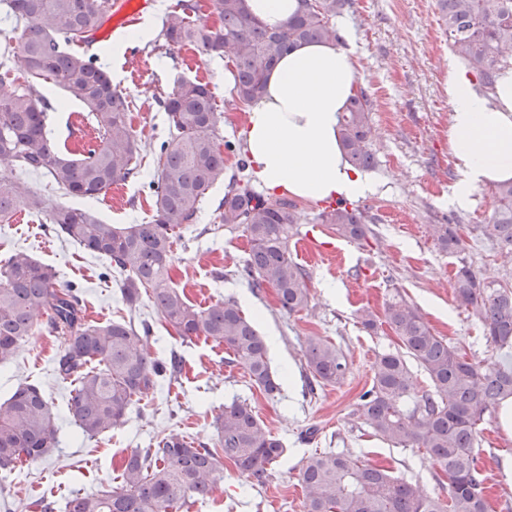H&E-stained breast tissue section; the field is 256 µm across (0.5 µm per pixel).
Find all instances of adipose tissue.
Here are the masks:
<instances>
[{"label":"adipose tissue","instance_id":"adipose-tissue-1","mask_svg":"<svg viewBox=\"0 0 512 512\" xmlns=\"http://www.w3.org/2000/svg\"><path fill=\"white\" fill-rule=\"evenodd\" d=\"M353 42L352 30L340 28L338 40L297 44L269 71L243 130L250 172L267 191L311 204L378 192L347 163L340 140L339 119L357 74ZM448 100L458 173L452 201L463 208L476 189L512 180V70L501 73L487 98L463 68L449 64Z\"/></svg>","mask_w":512,"mask_h":512}]
</instances>
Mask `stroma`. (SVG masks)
Listing matches in <instances>:
<instances>
[{
  "label": "stroma",
  "mask_w": 512,
  "mask_h": 512,
  "mask_svg": "<svg viewBox=\"0 0 512 512\" xmlns=\"http://www.w3.org/2000/svg\"><path fill=\"white\" fill-rule=\"evenodd\" d=\"M175 3L153 0L138 20L119 26L108 38H96L89 47L106 65L113 85L127 97L140 148L139 175L121 183V196L108 192L85 202L53 190L43 175L19 172L8 163L0 162V177L51 196L58 205L86 206L110 224L149 220L153 202L148 184L157 175L153 148L167 135L161 101L181 77L209 85L218 111L224 114L219 142L243 146L247 112L228 94L227 57L204 55L189 45L171 50L160 36L162 21ZM342 22L356 36L357 85L374 105L375 164L369 174L380 187L376 194L355 202L368 220L367 240L354 243L340 237L331 225L319 223L321 206L297 202V233L289 248L308 275L310 302L297 313L282 311L273 289L255 292L238 275L249 248L242 229L218 225L216 207L228 190V179L237 172V157L230 154L224 181L214 185L199 220L183 231L174 246L170 275L192 304L205 307L231 298L257 323L268 341L271 367L281 380L280 395L267 399L242 366L227 363L223 346L211 339L178 336L145 301L136 318L151 326L152 356L161 361L178 356L182 371L150 390L126 423L89 438L69 413L72 384L54 370L61 340L44 330L45 315H37L35 334L20 344L12 359L0 363V400L20 383L40 385L52 410L57 445L48 457L0 473V512H42L46 505L63 512L71 495L119 489L125 457L132 449L148 447L159 435L174 432L215 445L216 418L235 398L255 407L286 451L261 482L225 465L217 488L206 497L189 499L180 512H305L303 498L295 494L301 466L314 451L327 449L386 468L423 495L447 497L448 479L425 451L375 436L354 412L360 395L372 384L376 357L397 346L388 326L374 332L364 329L359 312L368 308L383 314L386 302L398 294L420 311L437 335L468 357L512 363V350L487 343L482 322L458 306L451 288L463 263L485 281H512V260L502 257L481 233L495 208L490 189L475 191L465 209L450 202L457 179L448 147L447 79L452 53L437 0H353ZM145 26L149 36L133 38V31ZM133 47L138 48V56H127V49ZM39 90L50 104L52 138L65 153H78L94 134L85 118L86 108L51 84H40ZM26 221L23 227L0 224L1 260L23 251L54 267L60 285L79 287L90 320L106 323L127 317L118 276L107 270L102 258L48 232L43 215H27ZM434 224L461 225L463 250L442 251L430 233ZM311 234L340 248V258L311 254L307 244ZM311 336L327 339L346 356L349 372L341 384L308 388L304 350ZM311 427L317 434L308 442L304 433ZM481 429L480 461L489 486V512H512V475L502 469L503 459L512 457V437L502 432L495 415L485 419Z\"/></svg>",
  "instance_id": "obj_1"
}]
</instances>
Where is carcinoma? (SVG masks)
<instances>
[{
    "instance_id": "cac0c4a2",
    "label": "carcinoma",
    "mask_w": 512,
    "mask_h": 512,
    "mask_svg": "<svg viewBox=\"0 0 512 512\" xmlns=\"http://www.w3.org/2000/svg\"><path fill=\"white\" fill-rule=\"evenodd\" d=\"M220 26L197 24L195 0H179L163 22L165 44L194 45L207 55L227 54L232 64L230 94L247 106L264 90L269 69L299 42L338 39L336 19L349 0H299L287 24L270 28L253 17L246 0H210ZM20 32L18 55L28 74L24 88L6 90L7 61L0 77V162L47 177L65 195L94 200L136 173L137 142L128 122L129 102L112 85L109 72L93 55L68 50L87 42L109 11V0H0ZM453 54L471 71L488 96L501 70L512 65V0H437ZM51 82L87 108L96 145L77 158L65 154L47 129V99L37 85ZM168 133L155 147L157 177L148 188L153 215L146 224L118 227L90 210L60 207L51 197L19 183L0 180V222L25 210L42 214L56 237L75 242L104 259L119 274V290L129 311L151 301L163 321L182 338L212 339L233 355L269 398L281 391L272 371L268 345L253 320L233 299L206 308L191 304L170 276L176 236L196 223L212 187L224 180V150L217 144L222 115L208 85L180 79L162 101ZM372 107L357 91L340 121L347 162L356 169L374 164L370 133ZM496 208L482 225L483 235L512 255V180L492 186ZM295 204L264 195L250 182L232 179L217 210L223 224L243 227L249 252L241 273L252 288L275 290L282 310L308 306L306 270L293 260ZM347 239L362 241L370 229L362 212L338 201L319 214ZM441 250L457 253V224L431 225ZM460 307L470 309L485 327L489 345L512 346V284L484 282L469 266L458 268L453 284ZM47 315L46 328L62 339L57 373L75 383L69 413L83 435L95 437L125 422L141 396L164 373L180 371V361L165 365L146 348L150 327L143 322L97 323L82 312L70 287L58 286V272L16 253L0 264V363L34 335V316ZM384 323L397 348L377 356L372 386L355 413L385 441L425 449L448 478V498L423 497L384 468L366 465L350 453L323 451L308 456L300 476L306 512H488L486 478L479 467V424L512 397V367L500 361H475L436 335L420 312L401 298L384 309ZM310 387L339 384L348 362L336 346L312 336L305 350ZM431 382L417 392L410 362ZM217 444L210 448L178 433L156 438L124 460L122 487L67 499L64 512H176L192 497H205L224 480V463L263 481L285 453L251 404L234 399L217 417ZM50 405L35 384L25 383L0 403V470L49 455L55 448Z\"/></svg>"
}]
</instances>
